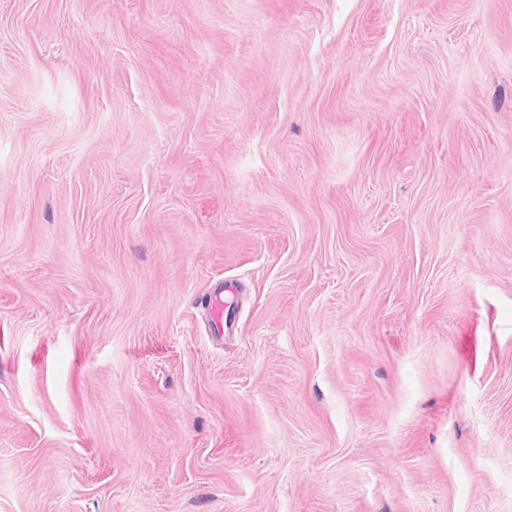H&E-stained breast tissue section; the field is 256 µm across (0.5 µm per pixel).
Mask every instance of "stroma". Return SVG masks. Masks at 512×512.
Wrapping results in <instances>:
<instances>
[{
	"label": "stroma",
	"mask_w": 512,
	"mask_h": 512,
	"mask_svg": "<svg viewBox=\"0 0 512 512\" xmlns=\"http://www.w3.org/2000/svg\"><path fill=\"white\" fill-rule=\"evenodd\" d=\"M0 512H512V0H0ZM201 305L207 317L208 335L221 339L224 336V310L227 306L224 285L211 288L203 297Z\"/></svg>",
	"instance_id": "35a3bbf8"
}]
</instances>
